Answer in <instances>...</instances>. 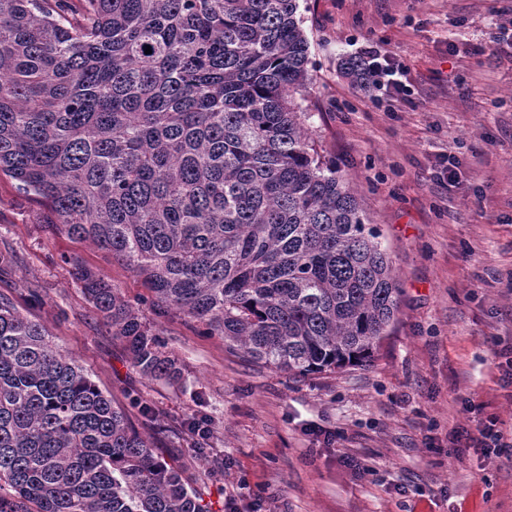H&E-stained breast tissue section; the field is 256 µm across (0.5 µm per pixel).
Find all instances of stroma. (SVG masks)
I'll list each match as a JSON object with an SVG mask.
<instances>
[{"label":"stroma","instance_id":"1","mask_svg":"<svg viewBox=\"0 0 512 512\" xmlns=\"http://www.w3.org/2000/svg\"><path fill=\"white\" fill-rule=\"evenodd\" d=\"M512 0H299L310 82L295 102L392 261L399 311L371 362L292 379L150 306L111 253L50 229L42 206L0 176V293L40 323L116 406L135 396L142 433L175 450L211 507L238 512H512V447L454 455L448 439L494 416L512 432V56L475 49ZM403 62L409 94L354 82L343 58ZM454 164L447 182L443 167ZM87 265L143 311L179 383L137 372L72 276ZM206 438H181L187 418ZM338 431L335 441L317 429Z\"/></svg>","mask_w":512,"mask_h":512}]
</instances>
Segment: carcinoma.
I'll list each match as a JSON object with an SVG mask.
<instances>
[{
	"mask_svg": "<svg viewBox=\"0 0 512 512\" xmlns=\"http://www.w3.org/2000/svg\"><path fill=\"white\" fill-rule=\"evenodd\" d=\"M298 0H0V173L153 306L295 378L370 362L399 308L378 229L296 111ZM152 53H145V49ZM144 377L181 372L79 260ZM0 512H209L126 412L0 294Z\"/></svg>",
	"mask_w": 512,
	"mask_h": 512,
	"instance_id": "1",
	"label": "carcinoma"
}]
</instances>
